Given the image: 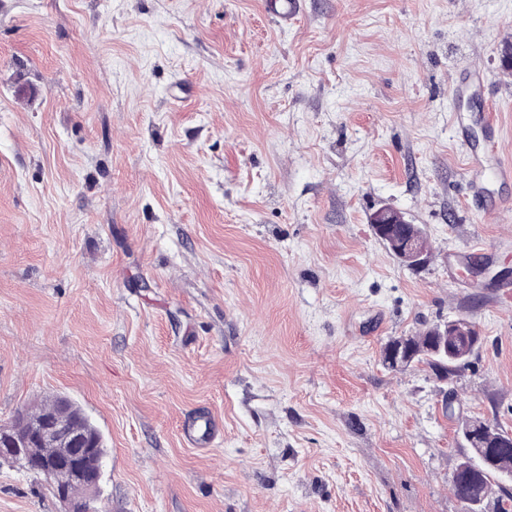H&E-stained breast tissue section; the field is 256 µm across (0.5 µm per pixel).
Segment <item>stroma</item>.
Listing matches in <instances>:
<instances>
[{
    "mask_svg": "<svg viewBox=\"0 0 512 512\" xmlns=\"http://www.w3.org/2000/svg\"><path fill=\"white\" fill-rule=\"evenodd\" d=\"M264 2L0 0V425L78 404L100 512H461L462 421L512 432V183L467 203L448 119L485 99L512 161V0ZM456 317L457 376L383 365ZM69 509L0 460V512ZM375 235L391 248L403 254V259L411 266L423 265L430 254V245L425 236H417L408 230L405 236L406 241H399L393 234V224H411L408 220L395 221L388 212V209H379L373 213L370 219ZM184 432L191 442L207 444L219 435L220 429L208 411H198L187 421Z\"/></svg>",
    "mask_w": 512,
    "mask_h": 512,
    "instance_id": "35a3bbf8",
    "label": "stroma"
}]
</instances>
